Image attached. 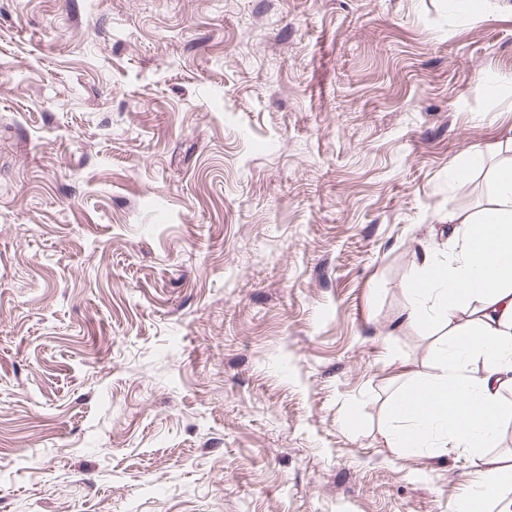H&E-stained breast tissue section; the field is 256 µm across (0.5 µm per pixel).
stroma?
I'll list each match as a JSON object with an SVG mask.
<instances>
[{"label":"stroma","instance_id":"35a3bbf8","mask_svg":"<svg viewBox=\"0 0 512 512\" xmlns=\"http://www.w3.org/2000/svg\"><path fill=\"white\" fill-rule=\"evenodd\" d=\"M508 137L512 0H0V512H457L384 433ZM485 163V155L482 152L468 153L459 157L450 167L448 175L453 181L466 178L469 173Z\"/></svg>","mask_w":512,"mask_h":512}]
</instances>
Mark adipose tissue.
Segmentation results:
<instances>
[{
	"instance_id": "adipose-tissue-1",
	"label": "adipose tissue",
	"mask_w": 512,
	"mask_h": 512,
	"mask_svg": "<svg viewBox=\"0 0 512 512\" xmlns=\"http://www.w3.org/2000/svg\"><path fill=\"white\" fill-rule=\"evenodd\" d=\"M497 150L491 196L474 212L449 210L447 255L425 251L407 290L408 318L446 323L448 342L441 372L398 393L388 447L452 445L477 458L499 440L512 387V138ZM479 485L462 512H512V471L487 466Z\"/></svg>"
}]
</instances>
